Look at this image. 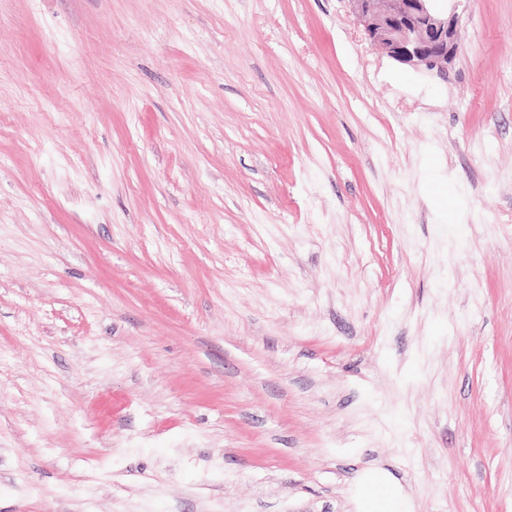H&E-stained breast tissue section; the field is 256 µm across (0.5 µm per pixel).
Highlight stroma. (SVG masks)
<instances>
[{
	"mask_svg": "<svg viewBox=\"0 0 512 512\" xmlns=\"http://www.w3.org/2000/svg\"><path fill=\"white\" fill-rule=\"evenodd\" d=\"M512 512V0L447 78L347 0H0V512ZM355 512H414L397 479L384 467L361 471L354 485Z\"/></svg>",
	"mask_w": 512,
	"mask_h": 512,
	"instance_id": "35a3bbf8",
	"label": "stroma"
}]
</instances>
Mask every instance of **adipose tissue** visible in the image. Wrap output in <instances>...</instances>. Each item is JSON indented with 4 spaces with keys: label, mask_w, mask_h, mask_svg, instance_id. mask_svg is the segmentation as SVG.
I'll use <instances>...</instances> for the list:
<instances>
[{
    "label": "adipose tissue",
    "mask_w": 512,
    "mask_h": 512,
    "mask_svg": "<svg viewBox=\"0 0 512 512\" xmlns=\"http://www.w3.org/2000/svg\"><path fill=\"white\" fill-rule=\"evenodd\" d=\"M356 512H414L413 503L385 468L361 471L354 485Z\"/></svg>",
    "instance_id": "adipose-tissue-1"
}]
</instances>
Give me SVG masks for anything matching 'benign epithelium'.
<instances>
[{
    "mask_svg": "<svg viewBox=\"0 0 512 512\" xmlns=\"http://www.w3.org/2000/svg\"><path fill=\"white\" fill-rule=\"evenodd\" d=\"M362 31L399 64L448 73L462 44L461 0H348Z\"/></svg>",
    "mask_w": 512,
    "mask_h": 512,
    "instance_id": "benign-epithelium-1",
    "label": "benign epithelium"
}]
</instances>
